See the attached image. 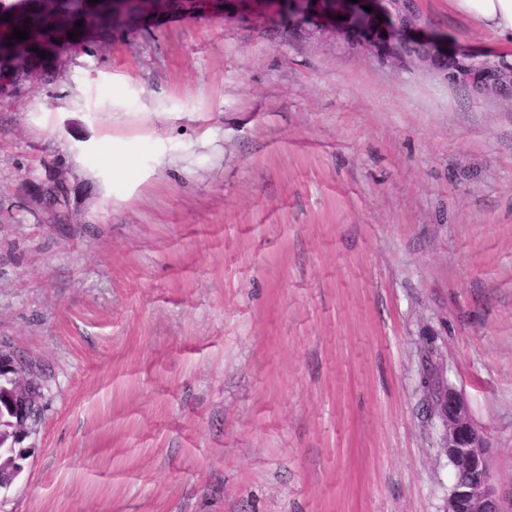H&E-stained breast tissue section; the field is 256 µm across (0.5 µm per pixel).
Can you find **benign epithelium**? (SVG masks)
Wrapping results in <instances>:
<instances>
[{
	"label": "benign epithelium",
	"mask_w": 512,
	"mask_h": 512,
	"mask_svg": "<svg viewBox=\"0 0 512 512\" xmlns=\"http://www.w3.org/2000/svg\"><path fill=\"white\" fill-rule=\"evenodd\" d=\"M392 3L402 23L383 26V31L387 33L385 42L362 39L359 45L400 67L422 62L436 69L442 68L448 56V48L432 46L412 50L416 44L429 39L425 26L419 21V0H359L352 4V8L357 10L361 5H373L378 14L388 17ZM288 24H312L334 32L340 31L348 38H353V33L338 24L333 15L305 12L288 18ZM483 69L482 78L474 80L461 72L453 62L446 67L449 79L464 83L476 92L493 90L512 95V70L494 63L483 65ZM23 89L24 85L9 75L0 78V101L17 97ZM1 373L14 382L12 435L13 447L19 449L13 461L0 464V489L8 490L23 472L29 458L31 446L24 445V442L38 430L42 393L31 367L17 354L0 348ZM429 408L431 415L438 418L443 427L441 448L448 461L455 472L468 475V479L454 483L448 497V512H502L489 459V446L471 420L464 395L451 387H444L441 397L432 399Z\"/></svg>",
	"instance_id": "1"
}]
</instances>
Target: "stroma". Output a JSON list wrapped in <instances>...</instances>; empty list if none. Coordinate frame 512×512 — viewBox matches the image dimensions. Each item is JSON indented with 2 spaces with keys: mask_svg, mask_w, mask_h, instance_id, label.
Masks as SVG:
<instances>
[{
  "mask_svg": "<svg viewBox=\"0 0 512 512\" xmlns=\"http://www.w3.org/2000/svg\"><path fill=\"white\" fill-rule=\"evenodd\" d=\"M0 347L43 385L0 512H445L428 366L512 512V97L231 0L119 28L0 104Z\"/></svg>",
  "mask_w": 512,
  "mask_h": 512,
  "instance_id": "stroma-1",
  "label": "stroma"
}]
</instances>
